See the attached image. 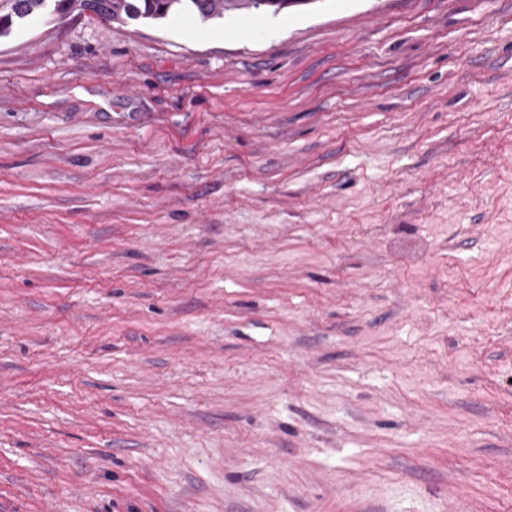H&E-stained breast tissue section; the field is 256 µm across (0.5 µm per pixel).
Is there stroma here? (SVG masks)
Wrapping results in <instances>:
<instances>
[{"instance_id":"35a3bbf8","label":"stroma","mask_w":512,"mask_h":512,"mask_svg":"<svg viewBox=\"0 0 512 512\" xmlns=\"http://www.w3.org/2000/svg\"><path fill=\"white\" fill-rule=\"evenodd\" d=\"M0 512H512V0L1 39Z\"/></svg>"}]
</instances>
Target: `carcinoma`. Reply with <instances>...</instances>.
<instances>
[{"label":"carcinoma","mask_w":512,"mask_h":512,"mask_svg":"<svg viewBox=\"0 0 512 512\" xmlns=\"http://www.w3.org/2000/svg\"><path fill=\"white\" fill-rule=\"evenodd\" d=\"M314 0H0V39L9 36L13 26L30 17L54 14L59 17L71 13L91 12L118 24L130 21L163 22L172 15L189 12L202 21L220 19L234 11H271L305 5Z\"/></svg>","instance_id":"obj_1"}]
</instances>
